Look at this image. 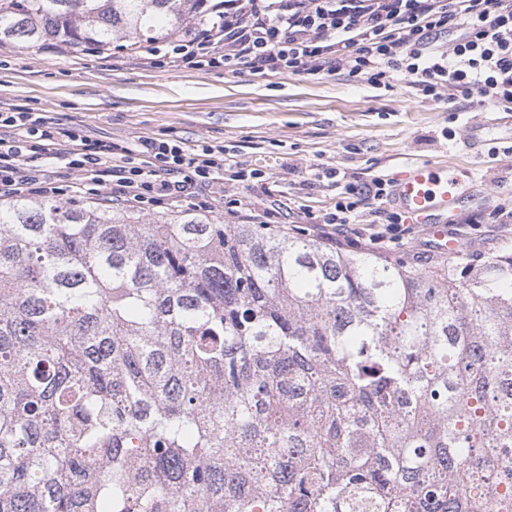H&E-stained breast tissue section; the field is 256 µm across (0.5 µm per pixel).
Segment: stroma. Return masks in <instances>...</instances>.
<instances>
[{
  "mask_svg": "<svg viewBox=\"0 0 512 512\" xmlns=\"http://www.w3.org/2000/svg\"><path fill=\"white\" fill-rule=\"evenodd\" d=\"M171 49L168 40L154 56L142 47L75 53L53 40L1 44L0 112L43 113L127 148L132 162L143 137L176 139L195 152L224 146L241 167L263 169L265 179L246 189L227 182L176 202L147 204L142 216L190 211L220 220L225 201L241 195L254 204L256 223H266L264 205L273 201L282 209L276 225L320 240L332 235L343 246L372 226L354 225L343 236L322 225L340 197L326 170L367 183L395 178L414 163L453 166L469 189L448 227L462 256L512 252V223H499L497 213L512 196V110L474 97L457 100L452 112L401 76L376 89L343 70L304 79L174 68ZM482 112L494 113L498 123L477 133L472 125Z\"/></svg>",
  "mask_w": 512,
  "mask_h": 512,
  "instance_id": "35a3bbf8",
  "label": "stroma"
}]
</instances>
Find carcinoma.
<instances>
[{"label":"carcinoma","instance_id":"obj_1","mask_svg":"<svg viewBox=\"0 0 512 512\" xmlns=\"http://www.w3.org/2000/svg\"><path fill=\"white\" fill-rule=\"evenodd\" d=\"M210 0H0V44ZM512 512V253L0 199V512Z\"/></svg>","mask_w":512,"mask_h":512}]
</instances>
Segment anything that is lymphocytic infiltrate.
I'll use <instances>...</instances> for the list:
<instances>
[{"label":"lymphocytic infiltrate","instance_id":"lymphocytic-infiltrate-1","mask_svg":"<svg viewBox=\"0 0 512 512\" xmlns=\"http://www.w3.org/2000/svg\"><path fill=\"white\" fill-rule=\"evenodd\" d=\"M210 11L212 20L173 47L177 65L306 79L343 69L376 86L396 74L438 101L477 96L512 105V0H217ZM452 28L459 31L455 42L438 47ZM141 147L143 160L130 166L116 146L47 126L41 113L0 114V197L55 193L38 174L36 164L44 159L66 162L85 186L115 178L116 201L133 206L153 193L175 199L214 180L264 177L262 170L240 168L220 147L191 153L151 138ZM389 195V181L379 177L360 186L346 183L323 221L354 224L361 206L371 205L384 226L370 245L395 247L403 219L383 212Z\"/></svg>","mask_w":512,"mask_h":512}]
</instances>
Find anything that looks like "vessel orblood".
<instances>
[{
	"label": "vessel or blood",
	"instance_id": "vessel-or-blood-1",
	"mask_svg": "<svg viewBox=\"0 0 512 512\" xmlns=\"http://www.w3.org/2000/svg\"><path fill=\"white\" fill-rule=\"evenodd\" d=\"M394 200L411 221L427 225L441 249L454 247L444 221L456 211L466 193V187L456 170L437 169L426 164L410 165L394 183Z\"/></svg>",
	"mask_w": 512,
	"mask_h": 512
}]
</instances>
